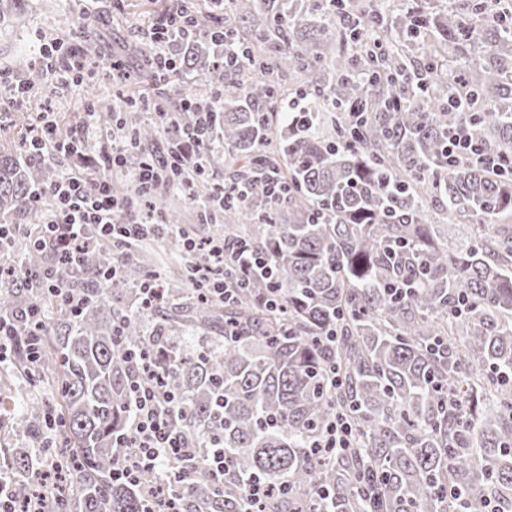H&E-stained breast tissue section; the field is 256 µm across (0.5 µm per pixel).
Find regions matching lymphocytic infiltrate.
I'll return each mask as SVG.
<instances>
[{
	"label": "lymphocytic infiltrate",
	"instance_id": "f902f5d3",
	"mask_svg": "<svg viewBox=\"0 0 512 512\" xmlns=\"http://www.w3.org/2000/svg\"><path fill=\"white\" fill-rule=\"evenodd\" d=\"M46 79L51 83L80 81L85 65L76 53L64 50L61 43L41 44ZM448 159H471L478 166L495 172L512 171V155L506 156L484 148L474 142L466 124H459L448 132ZM190 156L181 147H173L171 160L160 166L155 160L142 159L133 173L135 198L122 200L112 193L106 177L90 181L82 174L68 173L49 189L54 201L52 213L43 222L40 235L59 248L61 256L74 261L81 248L86 246L88 231L110 239L115 248H122L138 239L148 227H156L165 234L181 235L183 251L195 257L199 250H206L209 259L199 268L196 286L202 297L224 298V260L227 248L220 239H198L182 235L180 227L165 223L158 214L141 216L136 197H143L165 182L168 174L187 167ZM139 379L131 388L132 417L130 438L118 439V447L128 454L120 463L118 473L133 478L142 469L156 468L164 461L179 459L188 452V441L173 425L176 397L146 357L136 359Z\"/></svg>",
	"mask_w": 512,
	"mask_h": 512
}]
</instances>
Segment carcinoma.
Returning a JSON list of instances; mask_svg holds the SVG:
<instances>
[{
	"instance_id": "obj_1",
	"label": "carcinoma",
	"mask_w": 512,
	"mask_h": 512,
	"mask_svg": "<svg viewBox=\"0 0 512 512\" xmlns=\"http://www.w3.org/2000/svg\"><path fill=\"white\" fill-rule=\"evenodd\" d=\"M35 0H0V32ZM490 0H224L185 10L175 68H146L161 84L205 75L189 97L213 107L197 131L207 167L232 170L220 210L224 243L263 258L272 272L231 257L233 299L192 293L196 256L171 280L131 250L89 232L78 267L50 246L14 238L0 246L22 271L49 272L83 300H62L22 279L0 282V320L33 304L46 314L35 344L47 381L62 389L61 473L74 484L41 512H144L150 470L116 476V438L130 432L136 369L145 350L178 397L173 422L196 446L178 487L181 512H242V479L270 485L268 512H512V177L467 159L448 163V128L471 112L472 139L512 155V6ZM463 65L448 68V62ZM12 70L42 72L19 53ZM115 81V104L95 109L105 129L120 112L134 144L156 146L141 120L149 98ZM462 107L448 104V95ZM303 106L295 122L286 102ZM0 150V216L31 212V193L60 170ZM276 171L287 189L273 200ZM118 261L113 279L100 272ZM152 276L158 299L135 309L129 292ZM405 280L414 287L398 294ZM277 301L273 307L269 300ZM465 306L463 313L458 307ZM121 333L116 339L115 332ZM336 332L327 344L325 334ZM352 444L320 454L312 444L338 416ZM17 427L33 443L51 428L32 413ZM230 458L211 478L206 449ZM41 463L0 449V496L25 501Z\"/></svg>"
}]
</instances>
